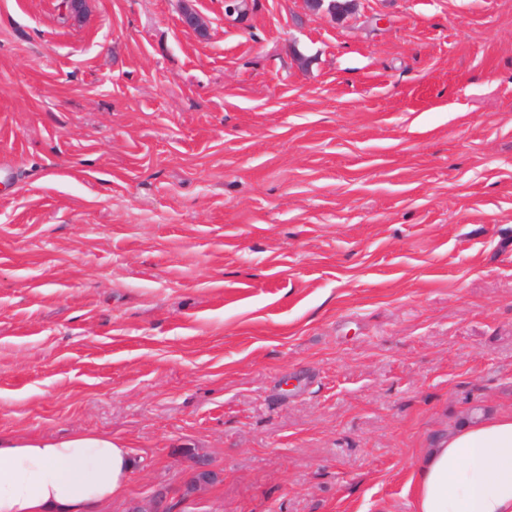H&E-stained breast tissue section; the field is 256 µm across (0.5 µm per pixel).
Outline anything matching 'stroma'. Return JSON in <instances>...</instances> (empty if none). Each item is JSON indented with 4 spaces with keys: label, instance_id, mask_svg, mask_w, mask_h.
<instances>
[{
    "label": "stroma",
    "instance_id": "35a3bbf8",
    "mask_svg": "<svg viewBox=\"0 0 512 512\" xmlns=\"http://www.w3.org/2000/svg\"><path fill=\"white\" fill-rule=\"evenodd\" d=\"M59 2L0 0V432L133 448L98 512H415L512 411V0Z\"/></svg>",
    "mask_w": 512,
    "mask_h": 512
}]
</instances>
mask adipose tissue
<instances>
[{"label":"adipose tissue","mask_w":512,"mask_h":512,"mask_svg":"<svg viewBox=\"0 0 512 512\" xmlns=\"http://www.w3.org/2000/svg\"><path fill=\"white\" fill-rule=\"evenodd\" d=\"M134 453L108 434L0 433V512H95L124 495ZM416 512H512V413L449 430L422 449Z\"/></svg>","instance_id":"obj_1"}]
</instances>
